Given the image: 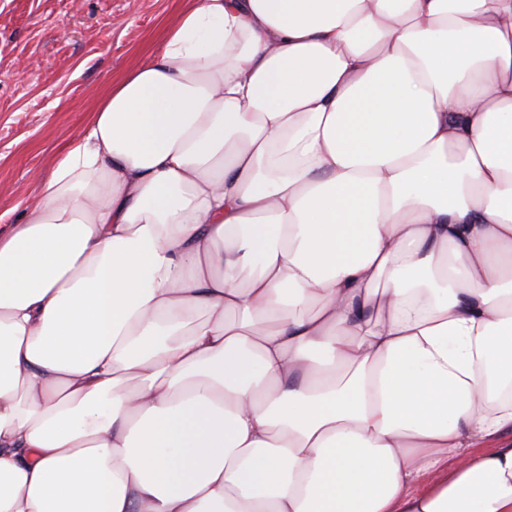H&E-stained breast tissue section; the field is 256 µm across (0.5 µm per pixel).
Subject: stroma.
Here are the masks:
<instances>
[{"label":"stroma","mask_w":512,"mask_h":512,"mask_svg":"<svg viewBox=\"0 0 512 512\" xmlns=\"http://www.w3.org/2000/svg\"><path fill=\"white\" fill-rule=\"evenodd\" d=\"M182 0H0V220L48 171L112 80L148 62ZM25 68H18L17 58Z\"/></svg>","instance_id":"stroma-1"}]
</instances>
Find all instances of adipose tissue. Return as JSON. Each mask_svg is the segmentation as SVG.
Instances as JSON below:
<instances>
[{"instance_id": "adipose-tissue-1", "label": "adipose tissue", "mask_w": 512, "mask_h": 512, "mask_svg": "<svg viewBox=\"0 0 512 512\" xmlns=\"http://www.w3.org/2000/svg\"><path fill=\"white\" fill-rule=\"evenodd\" d=\"M0 230V512H512V0H187Z\"/></svg>"}]
</instances>
